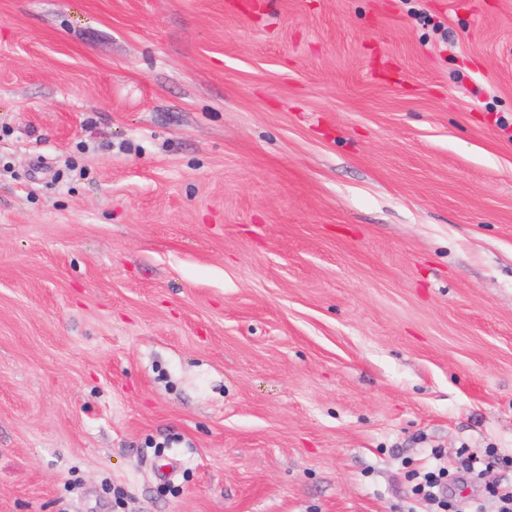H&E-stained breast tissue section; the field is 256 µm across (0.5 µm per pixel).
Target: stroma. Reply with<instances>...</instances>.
Masks as SVG:
<instances>
[{"instance_id":"stroma-1","label":"stroma","mask_w":512,"mask_h":512,"mask_svg":"<svg viewBox=\"0 0 512 512\" xmlns=\"http://www.w3.org/2000/svg\"><path fill=\"white\" fill-rule=\"evenodd\" d=\"M512 478V0H0V512H430ZM449 471L447 467H440L437 470L428 471L423 478L411 490L418 499H425L435 502L436 512L462 511V509L450 510L452 507L449 499L448 488Z\"/></svg>"}]
</instances>
